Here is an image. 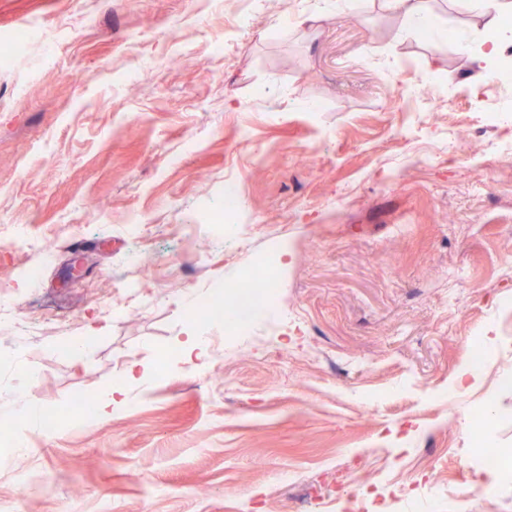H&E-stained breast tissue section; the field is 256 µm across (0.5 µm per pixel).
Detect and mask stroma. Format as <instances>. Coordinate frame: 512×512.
<instances>
[{
	"label": "stroma",
	"instance_id": "stroma-1",
	"mask_svg": "<svg viewBox=\"0 0 512 512\" xmlns=\"http://www.w3.org/2000/svg\"><path fill=\"white\" fill-rule=\"evenodd\" d=\"M429 8L449 39L382 0H0V408L150 368L57 436L16 417L26 479L0 468V500L344 512L359 480L368 512H512V470L478 463L512 449V134L482 117L512 91L461 52L493 34L477 0ZM229 178L240 223H205ZM282 246L276 321L188 316ZM189 327L223 353L162 364ZM93 328L87 363L55 359ZM148 373L143 364L132 363L124 373V385L118 387H107L103 391L99 401L100 416H105L118 408L129 406L137 400L138 396L133 393L134 386H141Z\"/></svg>",
	"mask_w": 512,
	"mask_h": 512
}]
</instances>
